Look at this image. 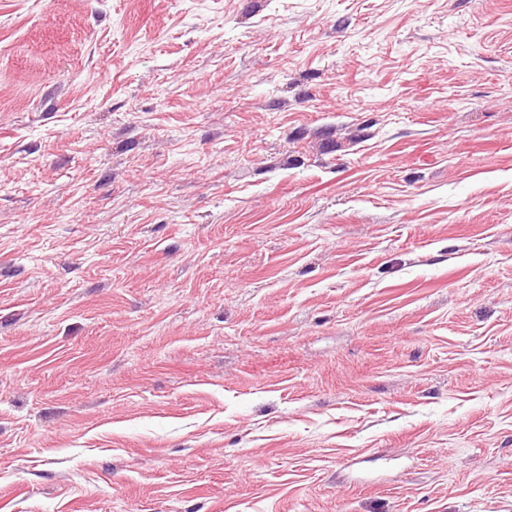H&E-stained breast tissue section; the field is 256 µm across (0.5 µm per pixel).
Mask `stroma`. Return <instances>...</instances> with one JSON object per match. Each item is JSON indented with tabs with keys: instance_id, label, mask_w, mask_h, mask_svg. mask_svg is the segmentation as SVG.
<instances>
[{
	"instance_id": "35a3bbf8",
	"label": "stroma",
	"mask_w": 512,
	"mask_h": 512,
	"mask_svg": "<svg viewBox=\"0 0 512 512\" xmlns=\"http://www.w3.org/2000/svg\"><path fill=\"white\" fill-rule=\"evenodd\" d=\"M0 512H512V0H0Z\"/></svg>"
}]
</instances>
